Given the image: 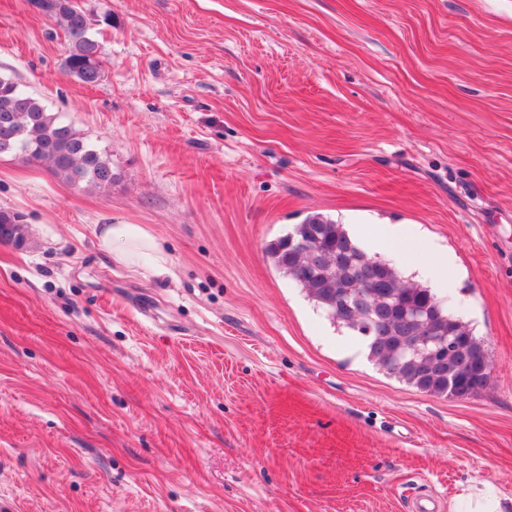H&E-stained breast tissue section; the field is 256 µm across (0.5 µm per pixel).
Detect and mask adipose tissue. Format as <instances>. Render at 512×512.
Returning a JSON list of instances; mask_svg holds the SVG:
<instances>
[{"instance_id": "ef3b65f1", "label": "adipose tissue", "mask_w": 512, "mask_h": 512, "mask_svg": "<svg viewBox=\"0 0 512 512\" xmlns=\"http://www.w3.org/2000/svg\"><path fill=\"white\" fill-rule=\"evenodd\" d=\"M99 240L113 260L129 267L148 264L151 271L162 273L166 270L167 258L156 240L137 224L103 225ZM368 249L377 255L403 252L409 264L417 265L423 277H430L431 271L418 266L420 252L434 250L433 242L417 236L407 225L384 224L367 242Z\"/></svg>"}]
</instances>
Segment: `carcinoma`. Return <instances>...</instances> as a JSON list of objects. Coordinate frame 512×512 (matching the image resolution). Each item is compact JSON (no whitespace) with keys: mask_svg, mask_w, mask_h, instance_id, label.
Instances as JSON below:
<instances>
[{"mask_svg":"<svg viewBox=\"0 0 512 512\" xmlns=\"http://www.w3.org/2000/svg\"><path fill=\"white\" fill-rule=\"evenodd\" d=\"M41 12L53 18L68 39L64 71L87 85L96 84L102 74L99 43L93 36V15L77 0H38ZM10 155L23 163H44L61 180L96 189L112 186L116 173L112 159L85 140L70 124L45 106L38 97L16 82L0 77V156ZM23 216L0 208V236L19 242ZM307 240L302 250L288 245L289 239ZM272 263L288 276L307 296L347 327L365 345L368 356L405 383L431 394L467 399L479 392L472 384L470 352L480 348L468 325L442 305L432 291L405 280L392 265L380 275V294L389 313L384 336L365 334L370 305L359 308L360 318L347 321L338 313L340 301L352 296L355 279L341 267L336 257L357 265L372 256L353 240L343 225L319 213L307 216L293 229L266 248ZM308 266L306 282L298 279V269ZM413 308H423L432 318L435 335L452 332L465 339V346L449 355L438 356L422 349L411 365L403 359L392 367L395 353L426 333L425 327L408 317Z\"/></svg>","mask_w":512,"mask_h":512,"instance_id":"obj_1","label":"carcinoma"}]
</instances>
